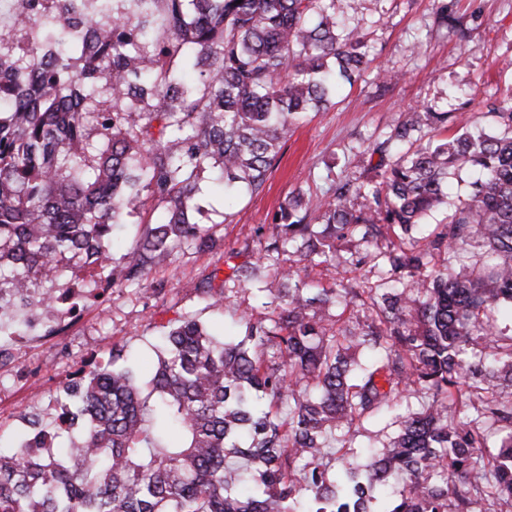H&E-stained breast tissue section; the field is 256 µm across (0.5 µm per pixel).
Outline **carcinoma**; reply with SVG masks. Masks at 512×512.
<instances>
[{
  "mask_svg": "<svg viewBox=\"0 0 512 512\" xmlns=\"http://www.w3.org/2000/svg\"><path fill=\"white\" fill-rule=\"evenodd\" d=\"M362 2L14 0L0 27V327L27 335L73 294L45 286L68 270L138 284L186 243L214 247L203 175L230 196L264 190L288 133L367 69ZM485 115L423 104L366 148L373 175L289 194L253 228L258 259L207 292L241 332L169 322L144 382L112 346L56 399L52 429L22 416L32 433L0 453V512L512 508V89ZM464 166L481 177L455 202ZM145 191L161 217L116 265L113 227ZM441 207L447 221L427 228ZM329 268L349 277L313 284ZM386 418L393 436L359 466L361 428Z\"/></svg>",
  "mask_w": 512,
  "mask_h": 512,
  "instance_id": "carcinoma-1",
  "label": "carcinoma"
}]
</instances>
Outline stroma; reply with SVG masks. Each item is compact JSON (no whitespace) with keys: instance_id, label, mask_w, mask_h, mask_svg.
<instances>
[{"instance_id":"35a3bbf8","label":"stroma","mask_w":512,"mask_h":512,"mask_svg":"<svg viewBox=\"0 0 512 512\" xmlns=\"http://www.w3.org/2000/svg\"><path fill=\"white\" fill-rule=\"evenodd\" d=\"M435 0H367L360 24L367 33L371 63L353 85L345 86L329 109L310 113L288 135L283 154L258 196L224 199L222 187L205 182L200 204L213 226L218 247L201 250L185 245L155 265L146 285L106 287L84 292L81 310L69 315L42 312L29 346L0 336V440L17 445L27 427L21 416L36 412L49 417L54 401L72 372L109 358L112 345L122 346L129 364L148 377L159 351L163 325L193 316L216 332L232 333L223 314L209 308L206 288H220L229 269L225 253L243 249L254 225L270 223L289 192L327 187V162L340 176H358L368 164L364 150L383 138L410 107L435 104L457 111L512 88V0H447L448 12L467 28L469 40L456 31L433 25ZM398 75L383 85L382 74ZM163 284V294L151 288ZM60 325L47 334L46 325Z\"/></svg>"}]
</instances>
